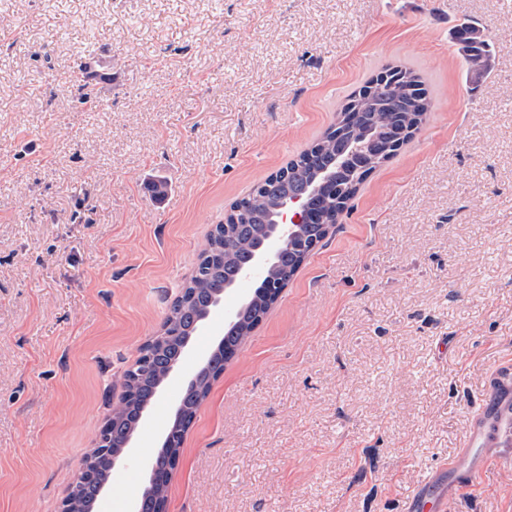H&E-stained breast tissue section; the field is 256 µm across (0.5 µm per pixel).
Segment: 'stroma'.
Segmentation results:
<instances>
[{"instance_id":"stroma-1","label":"stroma","mask_w":512,"mask_h":512,"mask_svg":"<svg viewBox=\"0 0 512 512\" xmlns=\"http://www.w3.org/2000/svg\"><path fill=\"white\" fill-rule=\"evenodd\" d=\"M91 49L96 112L68 82ZM386 65L429 78L428 119L213 381L169 512H406L457 456L512 360V0H0V512H58L225 208ZM449 512H512V460ZM457 27L454 40L467 70L484 73L491 66L495 54L491 38L484 28L470 21H464Z\"/></svg>"}]
</instances>
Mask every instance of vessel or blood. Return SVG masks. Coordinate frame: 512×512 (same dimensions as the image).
Masks as SVG:
<instances>
[{"label": "vessel or blood", "instance_id": "vessel-or-blood-1", "mask_svg": "<svg viewBox=\"0 0 512 512\" xmlns=\"http://www.w3.org/2000/svg\"><path fill=\"white\" fill-rule=\"evenodd\" d=\"M512 446V363L496 368L461 444L447 466L430 470L413 497L411 512H447L454 492L477 481L488 469L496 448Z\"/></svg>", "mask_w": 512, "mask_h": 512}]
</instances>
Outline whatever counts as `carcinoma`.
Segmentation results:
<instances>
[{
  "label": "carcinoma",
  "mask_w": 512,
  "mask_h": 512,
  "mask_svg": "<svg viewBox=\"0 0 512 512\" xmlns=\"http://www.w3.org/2000/svg\"><path fill=\"white\" fill-rule=\"evenodd\" d=\"M454 40L467 70L479 74L488 70L495 50L485 29L464 21L458 25ZM100 66L107 67L109 62L102 58H90L81 63L77 74L69 79L77 87L84 103L94 107L97 100L92 80ZM364 98L378 103V106L360 108L357 118L359 127L350 129L339 120L332 123L299 154L252 185L242 198L230 205L224 215L222 235L209 239L207 246L198 254L195 271L165 316L148 360L142 365H133L125 372V390L113 406L114 416L109 419V428L100 431V435L108 439L100 450H110L109 444L123 437L136 411L155 404L158 394L154 390V383L164 374L166 365L179 357V344L191 325L192 313L197 307L205 306L209 296L223 288L224 282L233 277L238 264L246 258L248 245L258 226L266 220L273 200L301 189L305 178L315 171L333 166L336 156L349 152L347 143L359 137L358 129L374 130L381 150L371 164L367 167L351 164L344 168V172L337 174L335 183L320 199L318 219L308 225L306 238L284 250L274 277L255 287L257 301L250 308L240 310L237 325L224 330V347L231 352L239 349L277 302L288 282L325 237L327 225L338 223L360 187L411 140L431 107L427 81L408 66L382 68L345 96L337 112L348 111ZM210 362L211 371L204 372L199 382V387L203 388L202 394H197L195 390L181 392V398L187 400L193 417L210 390L211 380L217 379L224 370V354L210 352ZM70 492L84 512H89L91 503L98 500V485L84 478L80 471L75 475Z\"/></svg>",
  "instance_id": "cac0c4a2"
}]
</instances>
